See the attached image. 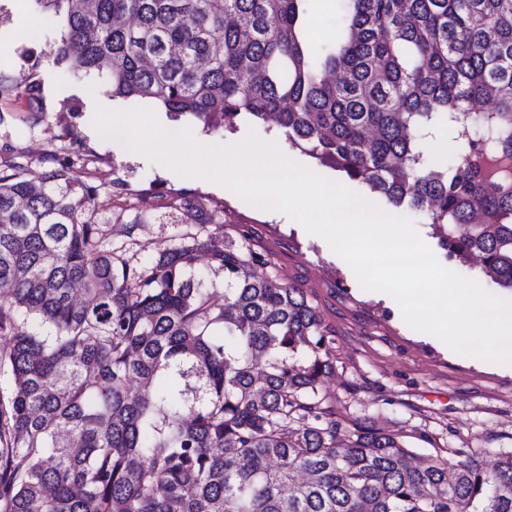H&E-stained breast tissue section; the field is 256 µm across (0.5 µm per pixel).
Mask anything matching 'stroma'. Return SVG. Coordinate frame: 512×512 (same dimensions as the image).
<instances>
[{
	"instance_id": "stroma-1",
	"label": "stroma",
	"mask_w": 512,
	"mask_h": 512,
	"mask_svg": "<svg viewBox=\"0 0 512 512\" xmlns=\"http://www.w3.org/2000/svg\"><path fill=\"white\" fill-rule=\"evenodd\" d=\"M342 6V0H306L304 23L315 20L321 28L308 34L310 49L319 50L334 38ZM31 7L30 0H0V70L42 80L44 120L32 128L13 121V113L26 108V98L0 103L5 117L0 152L16 147L33 162L53 153L70 160L79 176L86 162H93L98 190L86 206L101 222L103 248L124 247L133 264L140 265L185 231L176 217L160 209L147 223L134 225L130 235H121L112 222V208L121 193L143 188L161 194L192 192L222 210L226 232L245 235L252 248L269 255L280 281L300 288L322 315L332 332L333 367L320 390L342 434L360 425L397 434L416 463L469 448L490 465L500 452L512 449L511 368L448 353L444 344L409 328L390 296L363 290L348 264L324 240L307 234L286 214L252 207L219 183L180 177L144 155L122 149L117 141L101 138L92 125L94 106L150 109L164 128L190 129L196 140L207 144L238 142L253 130L314 172L348 183L390 210L383 196L290 146L274 123L245 120L236 131H214L190 117H174L150 100L91 92L86 80L57 64L52 45L58 34L51 23H43L38 40H30Z\"/></svg>"
}]
</instances>
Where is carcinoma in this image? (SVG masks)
Wrapping results in <instances>:
<instances>
[{"label": "carcinoma", "instance_id": "cac0c4a2", "mask_svg": "<svg viewBox=\"0 0 512 512\" xmlns=\"http://www.w3.org/2000/svg\"><path fill=\"white\" fill-rule=\"evenodd\" d=\"M90 90L214 129L277 115L288 142L440 231L512 290V0H344L312 56L305 0H33ZM42 81L0 71V101ZM446 132L444 162L427 139ZM0 155V512H512V451L418 467L399 437L340 428L319 386L329 329L224 211L130 191L112 223L163 207L213 224L135 266L101 248L71 163ZM206 254L224 298L198 273ZM145 391L134 397L130 383Z\"/></svg>", "mask_w": 512, "mask_h": 512}]
</instances>
